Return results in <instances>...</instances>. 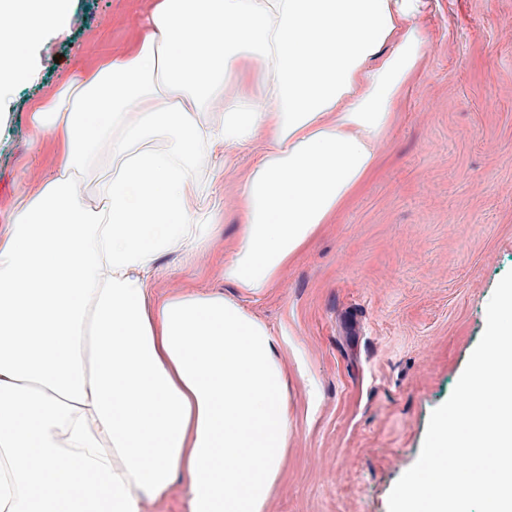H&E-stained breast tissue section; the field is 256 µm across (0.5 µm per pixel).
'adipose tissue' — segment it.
I'll use <instances>...</instances> for the list:
<instances>
[{"mask_svg": "<svg viewBox=\"0 0 512 512\" xmlns=\"http://www.w3.org/2000/svg\"><path fill=\"white\" fill-rule=\"evenodd\" d=\"M425 6L158 0L134 52L34 109L62 162L0 229V512H140L180 479L190 512H265L291 412L278 338L223 293L148 282L179 250L269 288L373 169ZM69 10L0 0V94ZM262 135L218 252L193 172Z\"/></svg>", "mask_w": 512, "mask_h": 512, "instance_id": "obj_1", "label": "adipose tissue"}]
</instances>
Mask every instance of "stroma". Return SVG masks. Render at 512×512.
I'll list each match as a JSON object with an SVG mask.
<instances>
[{"label":"stroma","instance_id":"1","mask_svg":"<svg viewBox=\"0 0 512 512\" xmlns=\"http://www.w3.org/2000/svg\"><path fill=\"white\" fill-rule=\"evenodd\" d=\"M155 2L72 0L68 28L26 47L28 77L0 96V225L60 164L33 106L130 52ZM421 22L429 45L373 172L272 288L240 294L175 253L151 283L221 289L278 337L294 413L266 512H388L512 270V0H429ZM250 160L196 169L224 200L217 248L233 244Z\"/></svg>","mask_w":512,"mask_h":512}]
</instances>
